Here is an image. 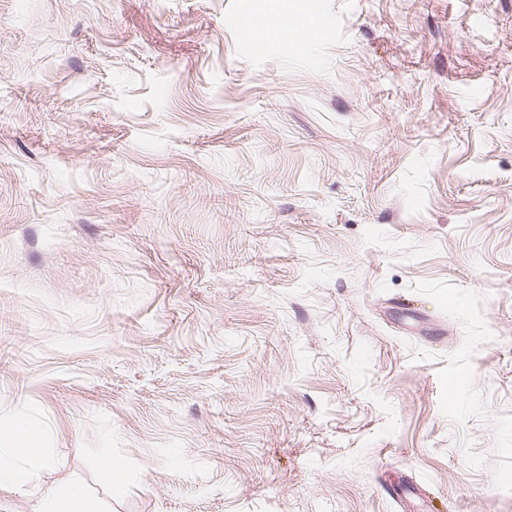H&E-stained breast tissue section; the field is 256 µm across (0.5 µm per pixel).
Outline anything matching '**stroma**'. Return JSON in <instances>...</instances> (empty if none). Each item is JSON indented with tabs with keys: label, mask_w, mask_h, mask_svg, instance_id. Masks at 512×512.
Listing matches in <instances>:
<instances>
[{
	"label": "stroma",
	"mask_w": 512,
	"mask_h": 512,
	"mask_svg": "<svg viewBox=\"0 0 512 512\" xmlns=\"http://www.w3.org/2000/svg\"><path fill=\"white\" fill-rule=\"evenodd\" d=\"M1 417L104 512H512V0H0ZM233 24L256 53H262L266 50L268 39L259 34L258 26L251 18L242 16L233 19Z\"/></svg>",
	"instance_id": "35a3bbf8"
}]
</instances>
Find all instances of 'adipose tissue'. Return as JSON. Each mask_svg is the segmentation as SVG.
Returning a JSON list of instances; mask_svg holds the SVG:
<instances>
[{
    "label": "adipose tissue",
    "mask_w": 512,
    "mask_h": 512,
    "mask_svg": "<svg viewBox=\"0 0 512 512\" xmlns=\"http://www.w3.org/2000/svg\"><path fill=\"white\" fill-rule=\"evenodd\" d=\"M28 426L14 419L0 420V488L22 491L46 466L42 449L31 448L23 439ZM22 458V466H13L14 458ZM35 512H103L100 502L71 485L43 492L35 504Z\"/></svg>",
    "instance_id": "obj_1"
}]
</instances>
